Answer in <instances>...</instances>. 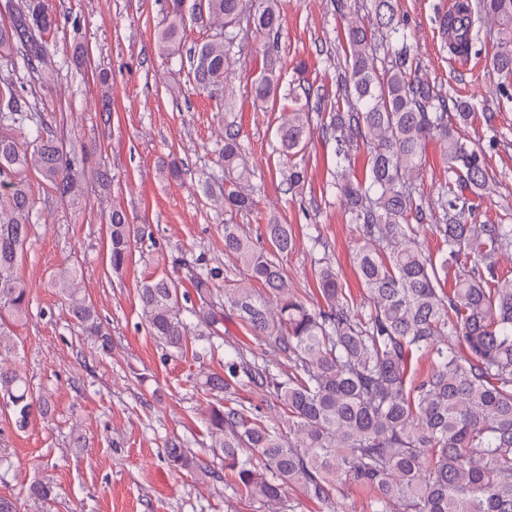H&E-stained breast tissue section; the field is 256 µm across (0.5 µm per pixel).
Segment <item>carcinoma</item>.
Masks as SVG:
<instances>
[{
  "label": "carcinoma",
  "instance_id": "obj_1",
  "mask_svg": "<svg viewBox=\"0 0 512 512\" xmlns=\"http://www.w3.org/2000/svg\"><path fill=\"white\" fill-rule=\"evenodd\" d=\"M280 0H166L157 31L160 51L181 54L187 23L216 26L220 33L189 51L190 74L204 89L228 88L233 48L241 22L271 38L278 35ZM9 24H0V61L20 64L44 86L54 83L42 37L57 27L43 0H9ZM498 23L493 68L499 89L512 84V0H478L473 12L461 6L442 16L454 48L471 49L478 20ZM343 47L340 97L312 98L303 68L288 88L294 108L277 129L280 153L302 149L312 113H328L321 135L336 144L337 172L327 185L350 215L361 245L354 256L366 294L356 311L341 288L336 267L314 259L322 303L294 295L279 257L294 246L288 225H266L269 247L224 225V252L237 261L240 278L215 288L218 273L202 270L190 284L202 307H179L177 283L161 277L142 283L139 300L150 335L171 354L224 350V373H208L200 388L229 393L250 387L276 399L288 429L262 420L242 404H216L207 417L212 455L234 472V490L261 512H296L284 499L295 488L304 499L330 508L340 486L353 483L373 492L370 512H512V279L499 277L498 256L512 249V224H476L468 195L481 198L492 182L484 147L457 136V125L474 115L468 98H450L416 76L398 0H370L364 19L349 21ZM384 66L377 68L378 57ZM280 91V61L266 53L253 98L264 104ZM13 74L0 76V399L13 425L26 429L45 417L49 403L3 354L13 350L14 329L31 306L19 263L33 224V204L23 174L32 170L60 197L79 205L84 181L72 174L75 160L88 161L83 147L67 145L48 126L22 111ZM437 140L448 168L438 193L439 216L432 230L447 249L425 251L417 227L427 218L416 181L427 143ZM368 150L365 178L346 172L351 148ZM218 151L224 176L205 189L226 212L254 205L248 182L249 156L232 125H224ZM145 227L127 213L108 211L109 259L123 270L132 242ZM462 265L448 292L442 278ZM70 316L98 348L111 347L74 268L55 280ZM242 325L279 350L291 363L273 372L262 357L249 358L222 343L224 318ZM204 327L189 349V320ZM432 367L414 377L418 354ZM164 454L168 465L197 476L216 472L177 438Z\"/></svg>",
  "mask_w": 512,
  "mask_h": 512
}]
</instances>
